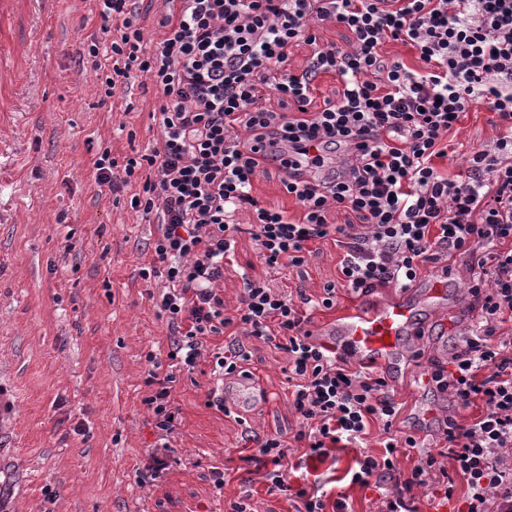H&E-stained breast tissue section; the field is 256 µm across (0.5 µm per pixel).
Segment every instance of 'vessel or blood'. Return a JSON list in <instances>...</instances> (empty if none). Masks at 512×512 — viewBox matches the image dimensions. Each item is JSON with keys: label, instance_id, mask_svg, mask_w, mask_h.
Segmentation results:
<instances>
[{"label": "vessel or blood", "instance_id": "obj_1", "mask_svg": "<svg viewBox=\"0 0 512 512\" xmlns=\"http://www.w3.org/2000/svg\"><path fill=\"white\" fill-rule=\"evenodd\" d=\"M434 272L432 280H416L395 298L343 310L320 327V334L338 354L355 364L375 368L392 388L403 387L410 378L404 355L408 345L417 342L426 329L448 325V273L441 265ZM271 400L262 377L247 366L224 378V404L239 418L265 409Z\"/></svg>", "mask_w": 512, "mask_h": 512}]
</instances>
